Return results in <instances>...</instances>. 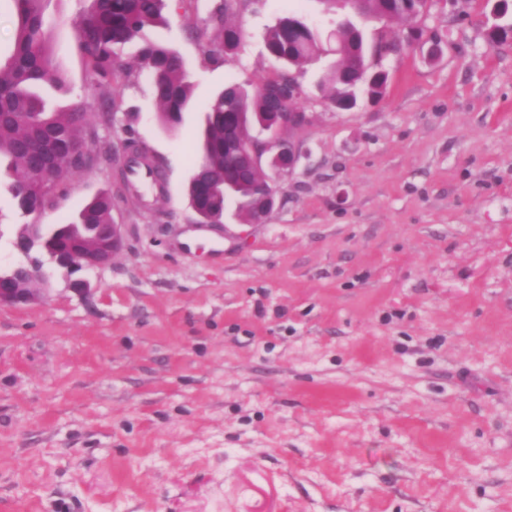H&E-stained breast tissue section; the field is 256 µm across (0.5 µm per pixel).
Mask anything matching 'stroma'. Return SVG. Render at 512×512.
I'll use <instances>...</instances> for the list:
<instances>
[{"instance_id": "1", "label": "stroma", "mask_w": 512, "mask_h": 512, "mask_svg": "<svg viewBox=\"0 0 512 512\" xmlns=\"http://www.w3.org/2000/svg\"><path fill=\"white\" fill-rule=\"evenodd\" d=\"M218 0H166L195 106L173 133L146 77L117 88L125 113L65 174L43 223L115 199L125 246L74 293L0 308V512H512V43L483 38L490 0L365 23L420 25L446 42L388 61L376 104L332 107L317 82L334 43L306 62L307 151L265 223L193 231L186 187L200 113L277 63L267 26L320 0H244L238 50L207 59ZM90 0H45L56 61L90 111L76 47ZM132 137L166 191H123L109 144Z\"/></svg>"}]
</instances>
